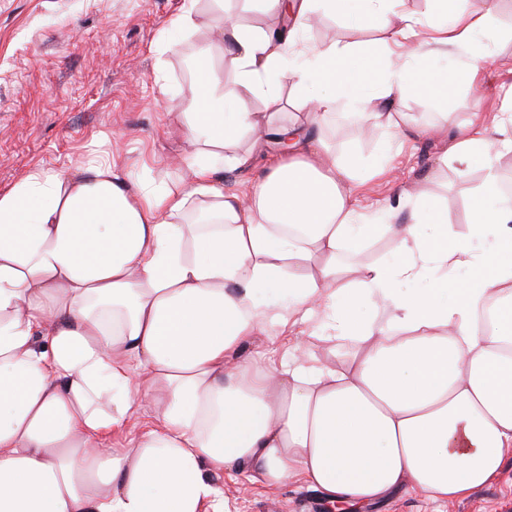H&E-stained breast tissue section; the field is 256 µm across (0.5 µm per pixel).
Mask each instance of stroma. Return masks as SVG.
Returning <instances> with one entry per match:
<instances>
[{"label": "stroma", "instance_id": "35a3bbf8", "mask_svg": "<svg viewBox=\"0 0 512 512\" xmlns=\"http://www.w3.org/2000/svg\"><path fill=\"white\" fill-rule=\"evenodd\" d=\"M186 0H0V193L31 170L66 169L95 152L107 153L115 167L150 178L174 180L177 159L186 149L184 121L192 111L199 73L192 59L209 47L212 66L233 79L235 64L209 30L222 13L218 0H197L192 21L173 28ZM317 24L304 27L302 43L328 40L368 52L383 48L375 22L351 26L323 0L313 7ZM181 42L180 54L165 52L168 33ZM486 55L481 78L483 109L495 112L512 102V0H496L488 33L480 41ZM475 110L470 92L456 82L409 95L399 119L427 127V134L394 138L386 126L358 130L346 107L324 127L331 150L374 161L391 156L386 177L366 181L356 210L365 224H399L418 205V190L434 196L442 219L456 235L468 228L470 207L485 173L473 164L460 173L444 158L455 126ZM449 112L451 124L440 122ZM301 325L269 326L246 344V355L274 367L291 355ZM224 493L226 512H336L323 493L302 481L268 487L235 472L208 475ZM360 512H512V452L498 478L450 503L400 490Z\"/></svg>", "mask_w": 512, "mask_h": 512}]
</instances>
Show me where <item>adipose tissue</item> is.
Listing matches in <instances>:
<instances>
[{"label": "adipose tissue", "instance_id": "obj_1", "mask_svg": "<svg viewBox=\"0 0 512 512\" xmlns=\"http://www.w3.org/2000/svg\"><path fill=\"white\" fill-rule=\"evenodd\" d=\"M326 2L352 24L376 21L389 49L410 48L427 88L444 78L434 59L469 48L493 9L435 0L444 22L430 27L404 0ZM211 37L237 79L225 83L200 49L174 183L107 160L39 169L0 194V512H224L211 471L302 480L358 508L401 489L445 502L491 483L512 447V196L494 173L512 103L449 146L461 169L479 158L488 171L468 238L427 195L409 223L359 224L362 178L390 160L331 152L323 122L342 103L361 129L392 125L411 71L333 42L302 46L290 68L278 33L242 30L230 14ZM285 80L307 126L278 127L290 152L225 192L224 168L252 155L227 158L224 146L259 128L253 100L276 107ZM377 232L395 261L360 263ZM485 236L490 250L470 248ZM301 265L316 271L296 274ZM453 266L478 274L464 286ZM428 277L433 291L399 289ZM272 284L287 311L260 303ZM364 301L386 320L362 322ZM296 315L354 349L318 361L302 338L277 368L242 357L266 324ZM144 407L155 426L109 447Z\"/></svg>", "mask_w": 512, "mask_h": 512}]
</instances>
